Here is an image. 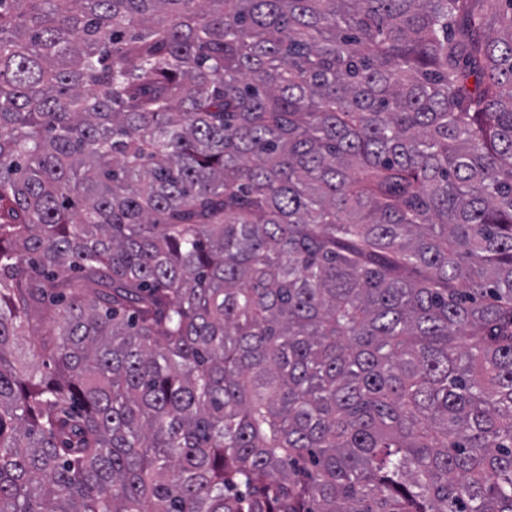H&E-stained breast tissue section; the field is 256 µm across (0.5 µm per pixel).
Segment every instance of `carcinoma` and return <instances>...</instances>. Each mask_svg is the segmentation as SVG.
Segmentation results:
<instances>
[{"label": "carcinoma", "mask_w": 512, "mask_h": 512, "mask_svg": "<svg viewBox=\"0 0 512 512\" xmlns=\"http://www.w3.org/2000/svg\"><path fill=\"white\" fill-rule=\"evenodd\" d=\"M0 512H512V0H0Z\"/></svg>", "instance_id": "carcinoma-1"}]
</instances>
